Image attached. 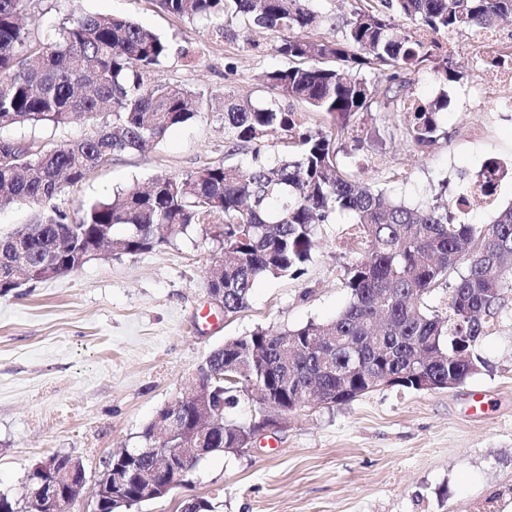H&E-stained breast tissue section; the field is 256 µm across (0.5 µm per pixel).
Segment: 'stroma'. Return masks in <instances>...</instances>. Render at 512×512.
I'll list each match as a JSON object with an SVG mask.
<instances>
[{
    "mask_svg": "<svg viewBox=\"0 0 512 512\" xmlns=\"http://www.w3.org/2000/svg\"><path fill=\"white\" fill-rule=\"evenodd\" d=\"M75 13L116 14L167 39L157 80L199 93L188 123L141 150L113 157L47 203L0 209V237L19 227L76 218L83 209L156 176H184L224 161L225 94L267 100L262 75L281 65L280 32L240 22L219 32L164 12L157 0H30L23 24L31 43L48 44ZM440 80L408 71L413 96L446 97L438 121L446 140L424 151L403 141L396 114L376 112L380 143L363 151L360 173L411 205L451 201L470 174L495 157L512 168V117L493 103L467 107L492 68L476 63L473 33L451 31ZM112 116L53 126L12 128L24 142L63 143L98 135ZM484 139L466 138L470 125ZM357 218L339 210L319 225L297 278L257 280L247 308L224 314L212 303L205 271L222 255L221 227L193 224L152 249L111 252L56 279L29 280L0 296V493L22 498L27 472L52 454L79 458L88 482L113 452L140 445L143 428L225 341L256 328L280 330L334 319L346 306L344 279L363 249ZM486 369L465 384L435 391L381 387L333 408L314 405L286 427L258 436L244 453L217 452L195 467L193 484L131 512H182L188 497L215 512H512V309L479 348ZM486 408L469 409L472 395Z\"/></svg>",
    "mask_w": 512,
    "mask_h": 512,
    "instance_id": "1",
    "label": "stroma"
}]
</instances>
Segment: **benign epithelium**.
<instances>
[{"label":"benign epithelium","mask_w":512,"mask_h":512,"mask_svg":"<svg viewBox=\"0 0 512 512\" xmlns=\"http://www.w3.org/2000/svg\"><path fill=\"white\" fill-rule=\"evenodd\" d=\"M196 397L195 380L191 378L186 384L183 399ZM181 400L169 403L166 412L157 419L153 444L144 449V452L152 454V463L136 473L135 491H129L126 476L118 472L112 457L105 459L103 470L91 491V512H102L104 500L134 497L140 502H150L186 484L187 474L208 453V449L200 447L199 443L209 430H197L192 444L177 443L178 438L185 437ZM314 403L322 405L324 400L302 396L288 407L261 417L252 423L247 445H252L254 439L266 430L285 427L290 415ZM25 485L24 501L29 509L35 512H73V505L83 497L86 478L79 461L70 459L66 454H54L31 469L26 475Z\"/></svg>","instance_id":"1"}]
</instances>
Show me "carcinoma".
I'll return each instance as SVG.
<instances>
[{"mask_svg": "<svg viewBox=\"0 0 512 512\" xmlns=\"http://www.w3.org/2000/svg\"><path fill=\"white\" fill-rule=\"evenodd\" d=\"M29 0H0V129L32 124L60 126L87 121L100 112L112 125L93 138L42 146L0 138V207L46 203L85 179L112 157L141 148L194 118L200 97L149 76L168 58L169 43L134 21L80 14L46 46L32 44L21 23ZM167 12L197 18L222 29L241 19L247 29L288 33L274 52L288 65L266 72L264 104L224 95V158L227 162L186 176L159 175L151 185L131 186L99 202L75 223L66 216L33 224L0 239V296L12 292L14 261L23 254L38 264L65 241L90 249L97 225L125 228L104 248L133 254L183 232L191 224L224 225V252L207 277L224 286V314L248 306L257 279L299 277L310 260L318 225L338 209L350 210L363 228L365 255L348 268L346 308L331 321L282 331L257 328L215 350L201 388L215 422L205 447L236 448L249 424L226 416L246 386L269 390L268 408L292 401L311 385L346 404L372 391L373 373L395 385L420 390L428 377L440 389L458 386L485 362L477 347L512 299V204L492 224L456 221L449 205L410 206L355 176L338 159L342 141L362 131L377 88L356 73L377 70L386 82L384 107L400 114L402 136L414 148L443 136L437 114L447 102L411 97L400 72L433 64L443 80L448 59L432 43L398 33L392 11L445 35L478 29L512 16V0H374L337 19L342 38L312 39L321 23L310 0H158ZM297 101L330 123L311 128L280 101ZM248 151L244 174L229 162ZM448 285V308L431 310L423 298ZM326 339L324 355L348 375L321 373L310 339ZM295 381L283 387L277 368L284 353Z\"/></svg>", "mask_w": 512, "mask_h": 512, "instance_id": "1", "label": "carcinoma"}]
</instances>
